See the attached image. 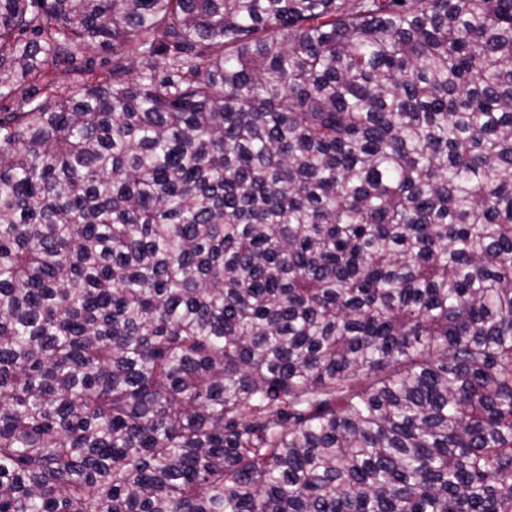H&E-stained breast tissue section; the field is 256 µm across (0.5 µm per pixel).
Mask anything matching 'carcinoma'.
<instances>
[{"label":"carcinoma","mask_w":512,"mask_h":512,"mask_svg":"<svg viewBox=\"0 0 512 512\" xmlns=\"http://www.w3.org/2000/svg\"><path fill=\"white\" fill-rule=\"evenodd\" d=\"M0 101V512H512V0H0Z\"/></svg>","instance_id":"1"}]
</instances>
